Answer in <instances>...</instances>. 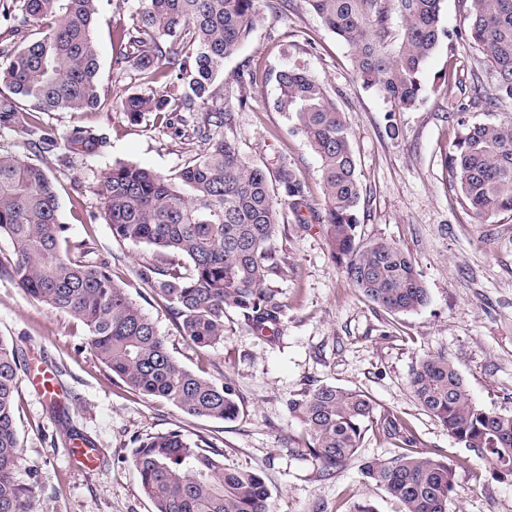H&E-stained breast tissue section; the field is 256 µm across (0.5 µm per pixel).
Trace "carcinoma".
I'll return each instance as SVG.
<instances>
[{"label":"carcinoma","instance_id":"cac0c4a2","mask_svg":"<svg viewBox=\"0 0 512 512\" xmlns=\"http://www.w3.org/2000/svg\"><path fill=\"white\" fill-rule=\"evenodd\" d=\"M100 0H0V125L42 156L101 153L106 138L74 128L63 140L36 115L85 112L101 106L94 24ZM323 24L351 50L355 77L399 109L423 94L419 74L447 30L443 0H307ZM460 35L490 64L492 90L474 84L472 104L512 102V0H465ZM260 17V0H139L130 25L113 31V70L137 86L118 96L116 110L138 122L154 114L178 138L198 146L165 174L128 163L112 165L94 188L98 217L117 240L151 247L161 264L141 271L183 335L198 350L224 343L229 310L257 331L279 323L282 304L271 282L282 272L275 248L280 207L298 223L308 207L303 182L282 166L272 172L247 159L224 107V61L235 54ZM398 25H393V22ZM279 112L295 114L321 162L326 225L333 257L370 302L392 313L427 305L428 290L398 245L365 241L357 216V162L343 113L324 82L293 64L278 70ZM446 157L455 186L481 224L512 212V116L472 123ZM55 184L45 167L0 149V235L14 248L11 273L20 288L49 311L79 321L89 348L112 376L143 396L182 412L233 422L241 405L229 378L216 382L177 363L155 323L113 278L106 260H77L67 251ZM27 359L0 339V512H34L31 490L15 480L21 443L15 395ZM420 405L458 444L512 477V413L476 403L448 356L430 352L411 373ZM304 429L306 451L324 472L346 464L375 425L397 451L364 462L362 474L403 505L402 512H447L452 469L416 451L405 421L376 423L366 394L334 385L308 388L288 399ZM131 463L155 512H270L262 475L224 467L222 454L182 431L136 438Z\"/></svg>","mask_w":512,"mask_h":512}]
</instances>
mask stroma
Here are the masks:
<instances>
[{
	"instance_id": "1",
	"label": "stroma",
	"mask_w": 512,
	"mask_h": 512,
	"mask_svg": "<svg viewBox=\"0 0 512 512\" xmlns=\"http://www.w3.org/2000/svg\"><path fill=\"white\" fill-rule=\"evenodd\" d=\"M137 7L138 0H103L98 12L99 76L110 92L101 107L42 118L60 136L76 127L94 129L106 136L105 149L84 158L58 150L44 163L58 189L70 246H87L90 259L109 260L115 279L155 322L173 357L201 376L231 378L242 412L237 421L224 423L133 393L90 350L78 321L48 311L19 288L10 274L12 244L0 236V337L21 349L28 363L51 369L63 393L54 406L24 382L16 398L23 457L16 478L31 489L38 512H154L130 463L131 451L135 438L171 429L208 440L222 452L225 467L259 471L272 512H351L364 501L376 512H400V503L361 472L368 459L394 452L377 429L366 433L355 458L334 475H322L306 454L302 425L289 414L287 401L322 384L369 395L377 415H395L409 425L419 451L448 461L454 482L448 512H512V479L494 478L424 411L410 386L419 360L441 351L479 405L512 413V214L477 223L444 164L458 132L453 113L467 111L473 122L512 113V103H469L473 77L487 80L491 71L484 55L460 36L462 0H443L448 36L421 71L419 104L406 111L395 110L356 79L348 46L307 0H272L262 7L248 40L224 63V97L234 111L233 132L242 152L272 170L293 168L305 184L309 207L323 212L320 160L294 114L273 108L279 94L274 74L282 67L296 64L322 79L351 134L362 188L361 235L407 252L429 302L407 314L376 307L332 259L325 225L298 223L285 208L276 240L282 272L273 286L283 312L275 332H254L231 312L223 344L204 354L139 278L141 267L157 261L153 249L119 242L97 217L94 187L113 164L166 173L193 152L189 141L172 135L153 115L132 122L111 108V94L125 87L112 69V33ZM241 71L252 76L242 87L235 82ZM392 124L399 129L395 139L387 134ZM66 428L94 442L92 467L74 463L75 445L60 438Z\"/></svg>"
}]
</instances>
